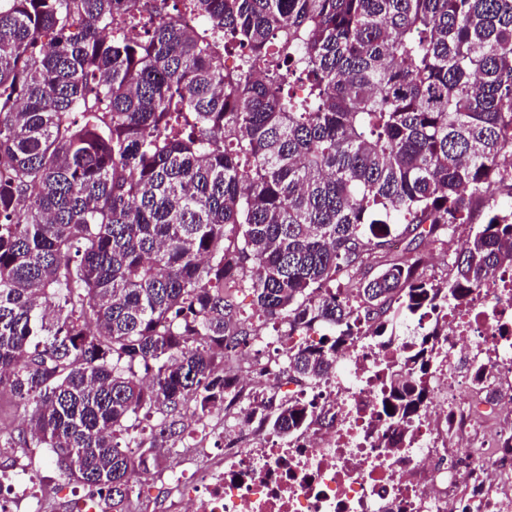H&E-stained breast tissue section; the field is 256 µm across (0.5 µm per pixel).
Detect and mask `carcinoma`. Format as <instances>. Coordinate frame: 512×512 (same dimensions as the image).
<instances>
[{
  "label": "carcinoma",
  "mask_w": 512,
  "mask_h": 512,
  "mask_svg": "<svg viewBox=\"0 0 512 512\" xmlns=\"http://www.w3.org/2000/svg\"><path fill=\"white\" fill-rule=\"evenodd\" d=\"M141 2L0 0V387L34 405L33 447L112 512L150 462L118 442L140 415L166 439L187 401L244 397L220 366L259 332L225 289L328 330L263 364L312 382L354 312L381 328L512 266V210L444 283L387 256L402 220L439 239L512 198V0H180L200 33L147 0L153 28L127 36ZM376 252L373 278L329 287ZM425 398L398 374L381 405L397 423ZM249 413L286 442L313 421L304 404Z\"/></svg>",
  "instance_id": "cac0c4a2"
}]
</instances>
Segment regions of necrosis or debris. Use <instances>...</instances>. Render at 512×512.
Wrapping results in <instances>:
<instances>
[{
	"label": "necrosis or debris",
	"instance_id": "necrosis-or-debris-1",
	"mask_svg": "<svg viewBox=\"0 0 512 512\" xmlns=\"http://www.w3.org/2000/svg\"><path fill=\"white\" fill-rule=\"evenodd\" d=\"M488 288L466 302L419 316L416 333L358 323L336 367L297 382L252 368L241 382L263 402L312 406L315 420L296 442L258 431L250 414L229 426L194 423L191 460L163 484L169 512H512V496L492 495L512 461V425L500 431L490 461L458 467V442L479 433L485 413L456 398L490 394L491 408L512 410V267L497 268ZM435 333L424 374L426 413L401 425L379 414L389 364L417 350L419 331ZM219 442V450L206 441ZM25 467L0 472V512L34 501Z\"/></svg>",
	"mask_w": 512,
	"mask_h": 512
}]
</instances>
